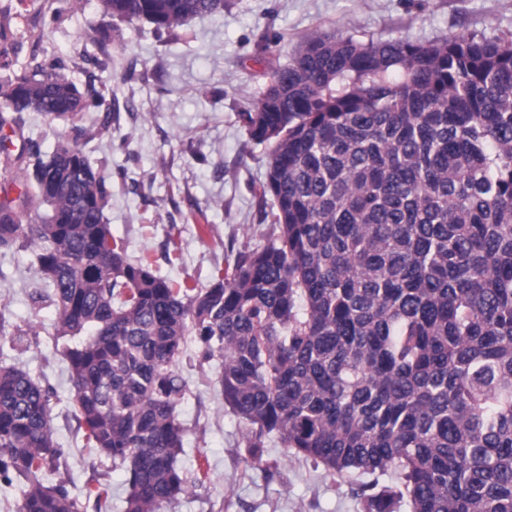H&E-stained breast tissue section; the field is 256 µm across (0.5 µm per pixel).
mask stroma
I'll return each instance as SVG.
<instances>
[{
  "instance_id": "obj_1",
  "label": "stroma",
  "mask_w": 512,
  "mask_h": 512,
  "mask_svg": "<svg viewBox=\"0 0 512 512\" xmlns=\"http://www.w3.org/2000/svg\"><path fill=\"white\" fill-rule=\"evenodd\" d=\"M54 2L27 0L26 11L11 15L6 8L17 0H0L14 68H24L34 53L73 57L89 48L90 34L103 22L99 0H82L78 11L64 13L48 39L30 38L41 6ZM119 29L109 68L95 77L131 108L111 119L86 115L85 126L100 133L79 145L112 173L105 221L128 258L150 256L160 276L205 286L231 251L263 247L279 232L255 192L266 176V151L250 143L239 118L265 82L263 65L254 61L262 37L273 39L269 58L277 65L315 33L427 42L465 29L495 39L512 35V0H229L223 14L169 31L143 20L120 22ZM73 139L69 124L25 113L7 152H0V200L18 197L14 175L29 145L49 154ZM34 262L29 249L0 251V311L9 320L0 330V365L53 389L54 438L64 455L45 483L73 481L81 512H97L91 491L105 484L108 512H124L126 471L84 445L70 403L68 363L54 341L55 309L32 299ZM19 331L24 338L16 346ZM177 372L185 384L176 407L184 429L178 463L190 471L206 461L208 475L164 512H363L359 485L398 484L393 470L328 477L275 436L267 441L266 465L247 462L245 426L218 383L220 359L200 361L190 338Z\"/></svg>"
}]
</instances>
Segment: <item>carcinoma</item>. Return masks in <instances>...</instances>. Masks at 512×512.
<instances>
[{
	"label": "carcinoma",
	"mask_w": 512,
	"mask_h": 512,
	"mask_svg": "<svg viewBox=\"0 0 512 512\" xmlns=\"http://www.w3.org/2000/svg\"><path fill=\"white\" fill-rule=\"evenodd\" d=\"M225 0H100L84 53L109 66L112 21L170 29ZM0 130L23 113L71 123L116 104L79 87L63 56L16 71L0 51ZM239 113L267 151L257 188L279 234L238 251L209 285L128 260L104 210L112 175L75 143L32 146L18 200L0 203V250L34 248L69 362L85 447L125 466V512H161L202 482L178 466L176 372L186 337L223 358L224 403L330 476L364 483V512H512V40L459 32L420 43L315 34ZM36 212L37 220L26 224ZM50 390L0 365V483L26 482L17 512H80Z\"/></svg>",
	"instance_id": "1"
}]
</instances>
